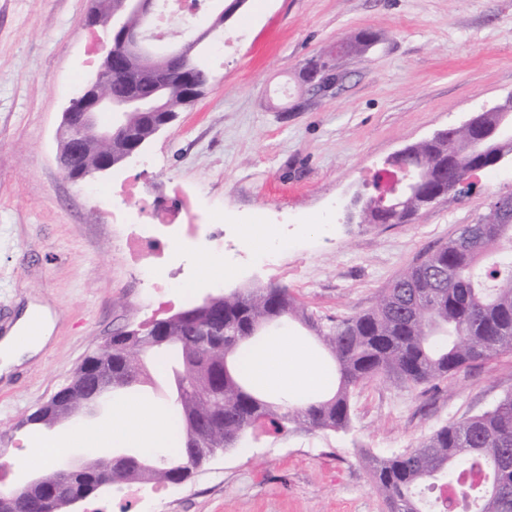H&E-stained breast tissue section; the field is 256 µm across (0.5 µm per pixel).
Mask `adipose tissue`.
<instances>
[{
  "mask_svg": "<svg viewBox=\"0 0 512 512\" xmlns=\"http://www.w3.org/2000/svg\"><path fill=\"white\" fill-rule=\"evenodd\" d=\"M52 328L48 310L28 305L13 329L0 337V376L34 357L44 346ZM253 372L258 381L274 393L300 391L316 386L320 378L307 352L279 336L260 350ZM161 412L149 400L132 395L116 405L112 413V435L102 438L101 446L111 441H127L135 448H163L167 441L159 428Z\"/></svg>",
  "mask_w": 512,
  "mask_h": 512,
  "instance_id": "ef3b65f1",
  "label": "adipose tissue"
}]
</instances>
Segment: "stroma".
Segmentation results:
<instances>
[{
    "label": "stroma",
    "mask_w": 512,
    "mask_h": 512,
    "mask_svg": "<svg viewBox=\"0 0 512 512\" xmlns=\"http://www.w3.org/2000/svg\"><path fill=\"white\" fill-rule=\"evenodd\" d=\"M91 0H0V336L27 303L55 316L44 349L0 378V446L28 448L15 464L45 467L42 433L20 421L73 378L119 328L139 329L236 289L279 286L314 317H347L426 251L481 223L512 195V156L476 172L406 224H355L347 206L373 190L384 161L462 124L512 92V0H247L223 40L196 61L210 84L141 152L80 182L60 170L58 129L69 100L95 74L110 38L86 19ZM362 31L367 53L339 59L335 93L302 89L312 58ZM170 213L212 223L277 225L272 266L199 277L200 242L168 251L191 289L148 299L112 220L122 181ZM336 377L324 347L298 324L270 328ZM512 393V354L423 389L374 378L353 394L349 431L259 428L172 489L163 512H387L360 457L387 458Z\"/></svg>",
    "instance_id": "stroma-1"
}]
</instances>
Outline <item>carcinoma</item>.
<instances>
[{
    "instance_id": "1",
    "label": "carcinoma",
    "mask_w": 512,
    "mask_h": 512,
    "mask_svg": "<svg viewBox=\"0 0 512 512\" xmlns=\"http://www.w3.org/2000/svg\"><path fill=\"white\" fill-rule=\"evenodd\" d=\"M167 110L177 113L189 104L182 85L166 91ZM156 118L145 115L131 126L132 136L147 142L154 135ZM83 165L93 170L100 156H118L128 137L112 143L96 140ZM498 140L479 141L459 128L439 140L409 145L403 165L424 168L415 172L423 192H445L472 167H492ZM379 193L367 197L369 224H399L410 219L420 196H402L381 204ZM512 196L489 205L483 216L485 232L472 248L452 237L426 252L378 296L375 306L361 314L321 322L286 288H252L212 299L224 311V330L205 326L206 314L172 327L174 339L153 348L159 369L173 370L176 397L169 418L173 447L166 453L142 449L140 466L111 465V449L102 448L97 467L112 469V483L143 479L179 485L190 480L180 475V464L193 433L205 429L209 448L236 446L254 422L261 419L275 432L291 424L319 430L346 431L352 423V395L366 381L385 377L413 387L435 386L457 372L512 353V222L499 221L501 205ZM297 321L306 326L329 351L337 366L336 387L326 397L290 402L270 400L246 366L250 349L264 335L267 324ZM132 336L88 356L112 360V378L128 384L145 381L144 352L135 349ZM81 407L75 395L70 408L49 401L29 414L47 426L67 410ZM387 512H445L442 497L426 499L422 490L443 487L463 490L474 512H512V393L492 409L450 423L415 448L388 458L363 456ZM90 470L71 481L72 502L97 495Z\"/></svg>"
}]
</instances>
